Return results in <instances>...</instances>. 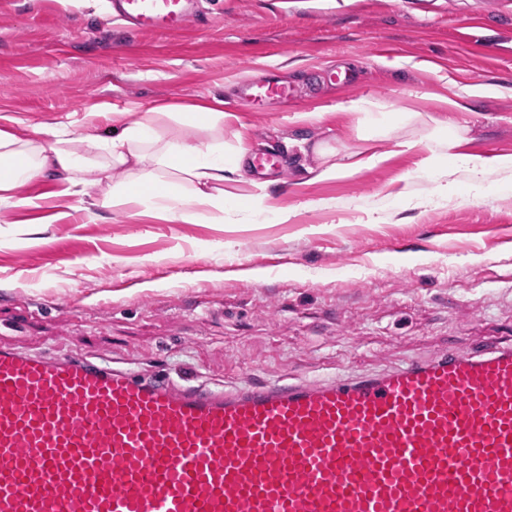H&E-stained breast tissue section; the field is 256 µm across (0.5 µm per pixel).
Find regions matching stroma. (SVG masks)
<instances>
[{
	"label": "stroma",
	"mask_w": 512,
	"mask_h": 512,
	"mask_svg": "<svg viewBox=\"0 0 512 512\" xmlns=\"http://www.w3.org/2000/svg\"><path fill=\"white\" fill-rule=\"evenodd\" d=\"M266 69L291 103L244 101ZM478 85L501 94L448 111ZM213 96L226 144L287 158L286 182L268 178L291 219L181 224L37 179L18 191L29 206L0 204V346L217 391L512 347V174L460 171L441 197L424 153L395 150L416 124L376 141L379 166L308 174L315 144L338 162L366 148L360 100L466 128L481 160L512 153V0H210L177 35L131 31L103 0H0V127L87 121L108 139L98 103L136 120Z\"/></svg>",
	"instance_id": "obj_1"
}]
</instances>
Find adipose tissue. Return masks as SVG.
Returning a JSON list of instances; mask_svg holds the SVG:
<instances>
[{
    "label": "adipose tissue",
    "mask_w": 512,
    "mask_h": 512,
    "mask_svg": "<svg viewBox=\"0 0 512 512\" xmlns=\"http://www.w3.org/2000/svg\"><path fill=\"white\" fill-rule=\"evenodd\" d=\"M354 108L364 115L359 137L365 141L379 140L387 128L421 124L420 136L402 139L397 146L404 152H425L426 168L444 159L449 169H465L479 184L486 182L489 166L512 171V153L489 164L461 153L463 129L448 128L436 117L391 112L370 101L355 102ZM97 111L111 115L112 138H97L82 125L47 132L0 128V202L26 205L18 189L47 175L75 195L95 174L106 185L101 201L105 207L148 203L177 222L199 219L204 207L218 212L238 207V200L224 198V184L240 170L243 152L224 145L223 100L184 105L159 101L135 122L106 103Z\"/></svg>",
    "instance_id": "obj_1"
}]
</instances>
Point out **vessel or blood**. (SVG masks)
I'll list each match as a JSON object with an SVG mask.
<instances>
[{
  "instance_id": "vessel-or-blood-1",
  "label": "vessel or blood",
  "mask_w": 512,
  "mask_h": 512,
  "mask_svg": "<svg viewBox=\"0 0 512 512\" xmlns=\"http://www.w3.org/2000/svg\"><path fill=\"white\" fill-rule=\"evenodd\" d=\"M109 8L143 34L197 17ZM0 512H512V348L229 393L0 347Z\"/></svg>"
}]
</instances>
